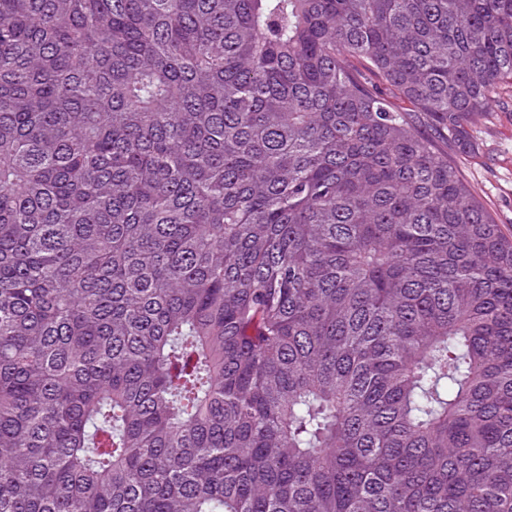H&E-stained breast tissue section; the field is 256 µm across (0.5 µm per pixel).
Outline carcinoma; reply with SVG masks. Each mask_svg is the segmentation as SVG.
Listing matches in <instances>:
<instances>
[{
    "mask_svg": "<svg viewBox=\"0 0 512 512\" xmlns=\"http://www.w3.org/2000/svg\"><path fill=\"white\" fill-rule=\"evenodd\" d=\"M509 86L512 0H0V512H512ZM479 145L476 158L456 154L441 142L454 160L476 199L506 232L512 230V89L500 90L489 102L487 113L472 126Z\"/></svg>",
    "mask_w": 512,
    "mask_h": 512,
    "instance_id": "1",
    "label": "carcinoma"
}]
</instances>
